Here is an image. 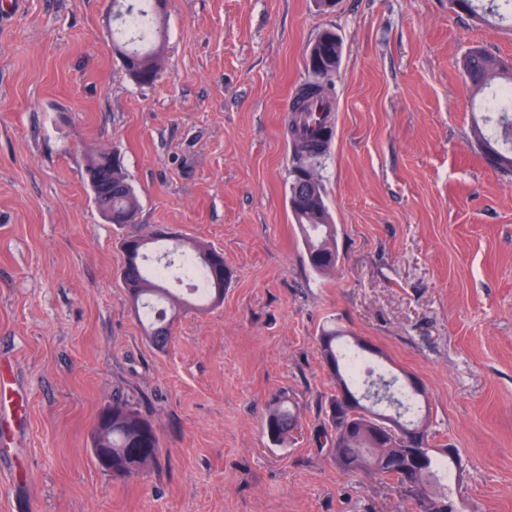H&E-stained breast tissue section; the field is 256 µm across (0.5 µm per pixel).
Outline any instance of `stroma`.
I'll return each instance as SVG.
<instances>
[{
    "label": "stroma",
    "instance_id": "35a3bbf8",
    "mask_svg": "<svg viewBox=\"0 0 512 512\" xmlns=\"http://www.w3.org/2000/svg\"><path fill=\"white\" fill-rule=\"evenodd\" d=\"M164 26L148 86L112 47V0H22L0 22V512H406L316 442L332 324L424 388L465 512H512V175L482 158L459 66L476 45L512 58V28L448 0H167ZM328 29L336 135L316 173L338 261L322 276L288 207V121ZM92 150L119 153L139 224L232 271L166 350L129 305L128 230L90 199ZM278 395L300 425L281 445L262 431ZM116 396L160 439L135 479L91 453Z\"/></svg>",
    "mask_w": 512,
    "mask_h": 512
}]
</instances>
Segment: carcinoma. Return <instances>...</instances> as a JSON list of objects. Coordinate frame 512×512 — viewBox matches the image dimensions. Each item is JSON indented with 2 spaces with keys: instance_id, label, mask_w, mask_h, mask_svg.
<instances>
[{
  "instance_id": "1",
  "label": "carcinoma",
  "mask_w": 512,
  "mask_h": 512,
  "mask_svg": "<svg viewBox=\"0 0 512 512\" xmlns=\"http://www.w3.org/2000/svg\"><path fill=\"white\" fill-rule=\"evenodd\" d=\"M155 0H141L142 6L125 11L124 18L138 17L141 28L133 33L119 29L124 42L116 45V51L130 59L125 68L137 83L149 85L159 77L158 64L165 51L163 35L164 12L156 10ZM451 7L460 15L478 20L482 0H449ZM316 52V66L308 67L311 80L293 97L292 119L289 133L297 162L298 172L288 189V205L294 223L300 230L309 266L319 274H328L336 268V225L332 224L322 196L320 183L315 173V159L324 148L318 144L328 142L331 125L328 114L332 112L330 84L341 59V43L336 33L323 31L311 44ZM462 68L475 91L480 92L499 80L498 90L512 94V65L507 60L491 54L481 46H473L462 59ZM501 117L498 129L489 132L477 125L473 129L474 139L490 160L493 169L512 174V100L504 97L500 101ZM86 173L98 181L92 200L97 209L112 212V223L125 224L140 211V201L123 165L110 163L107 153L99 151L88 154ZM171 239L155 233L143 234L134 230L121 242L125 261L120 277L127 296L135 299L136 306L146 309L140 320L145 339L157 350L163 351L171 341L174 316L191 302L174 294L166 283L179 278V274L200 270L202 286L194 289L195 301L217 306L224 301V288L228 284L230 271L224 264V254L190 238L177 237L170 252L181 253L183 259L179 272L172 271L173 263L166 270L146 266L147 254L158 244ZM319 354L332 372L336 384L341 385L352 396L372 401L370 389L381 382L384 394L395 401L392 418L406 431L413 433V441L422 449L421 463L412 471L402 469L404 461L398 459L406 447L404 438L386 430L378 432L371 421L373 410L362 405L352 408L351 413L342 414L336 420L337 395L328 399L325 424L319 431V444L327 449L336 469L345 475H374L396 491L401 500H406L405 486L419 481L437 490L448 498L455 490L440 475V470L449 468L448 457L433 451L430 443V409L422 401L423 394L412 390L408 382H399L398 377L386 378L380 373L376 378L360 381L357 363L362 353L368 350L362 342L349 341L334 328L322 330L318 338ZM112 414V470L113 473L135 478L159 461L160 441L151 420L142 411L116 396L112 405L102 409L93 428L98 434L107 414ZM267 438L278 445L285 442L280 434L298 427L295 412L285 398H276L268 407L263 422ZM383 448L380 456L368 458L364 449Z\"/></svg>"
}]
</instances>
